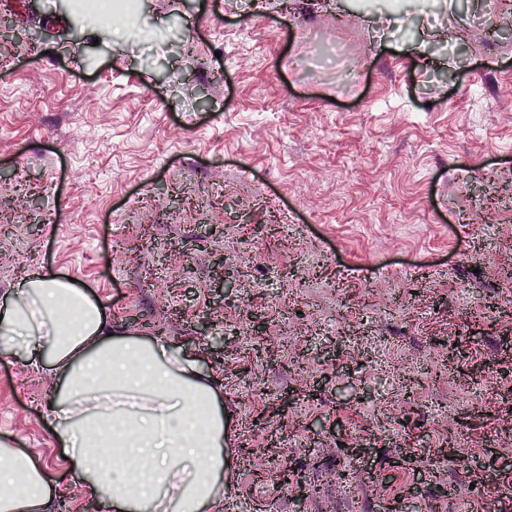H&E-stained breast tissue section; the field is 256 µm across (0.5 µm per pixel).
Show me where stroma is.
<instances>
[{
    "label": "stroma",
    "mask_w": 512,
    "mask_h": 512,
    "mask_svg": "<svg viewBox=\"0 0 512 512\" xmlns=\"http://www.w3.org/2000/svg\"><path fill=\"white\" fill-rule=\"evenodd\" d=\"M135 10L0 4V305L37 264L197 354L235 512H512V26L485 0ZM451 23L468 39L439 44ZM60 379L0 354V442L48 472V512H99L44 419Z\"/></svg>",
    "instance_id": "stroma-1"
}]
</instances>
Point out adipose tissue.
<instances>
[{
	"label": "adipose tissue",
	"mask_w": 512,
	"mask_h": 512,
	"mask_svg": "<svg viewBox=\"0 0 512 512\" xmlns=\"http://www.w3.org/2000/svg\"><path fill=\"white\" fill-rule=\"evenodd\" d=\"M0 354L61 370L45 419L102 512H219L224 412L195 354L109 334L103 304L49 272L0 312ZM51 497L33 458L0 442V512H46Z\"/></svg>",
	"instance_id": "ef3b65f1"
}]
</instances>
